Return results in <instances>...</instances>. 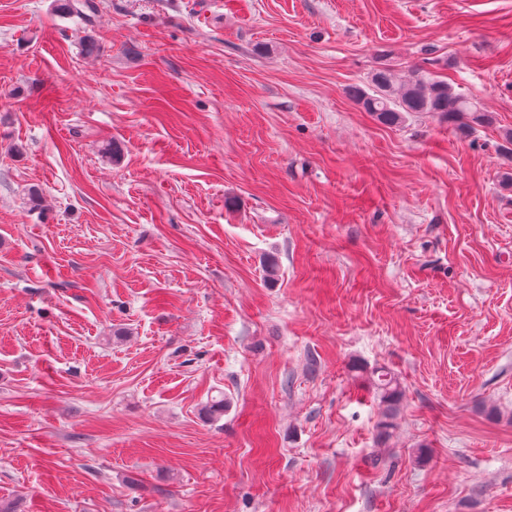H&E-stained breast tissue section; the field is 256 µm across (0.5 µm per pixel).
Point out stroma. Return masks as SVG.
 Returning a JSON list of instances; mask_svg holds the SVG:
<instances>
[{"mask_svg":"<svg viewBox=\"0 0 512 512\" xmlns=\"http://www.w3.org/2000/svg\"><path fill=\"white\" fill-rule=\"evenodd\" d=\"M93 3L0 0V504L512 512V0ZM351 96L366 112L381 124L392 126L416 112H434L448 118L466 112H480L462 93L456 92L446 81L435 80L419 69L411 77L396 85L388 67L376 69L367 88L353 87ZM368 385L376 393L380 405H382V418L380 428L384 433L392 428L390 421L402 398V388L398 379L390 371L380 367L372 372L368 379Z\"/></svg>","mask_w":512,"mask_h":512,"instance_id":"stroma-1","label":"stroma"}]
</instances>
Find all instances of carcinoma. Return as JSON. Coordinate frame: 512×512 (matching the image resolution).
<instances>
[{
	"label": "carcinoma",
	"mask_w": 512,
	"mask_h": 512,
	"mask_svg": "<svg viewBox=\"0 0 512 512\" xmlns=\"http://www.w3.org/2000/svg\"><path fill=\"white\" fill-rule=\"evenodd\" d=\"M351 96L364 111L387 126L398 125L416 112H434L450 118L478 112V107L448 82L435 80L417 68L400 85L395 84L389 68H379L372 73L368 86L352 88ZM368 385L382 405L380 428L386 433L392 428L391 419L402 398L400 382L380 367L372 372Z\"/></svg>",
	"instance_id": "cac0c4a2"
}]
</instances>
